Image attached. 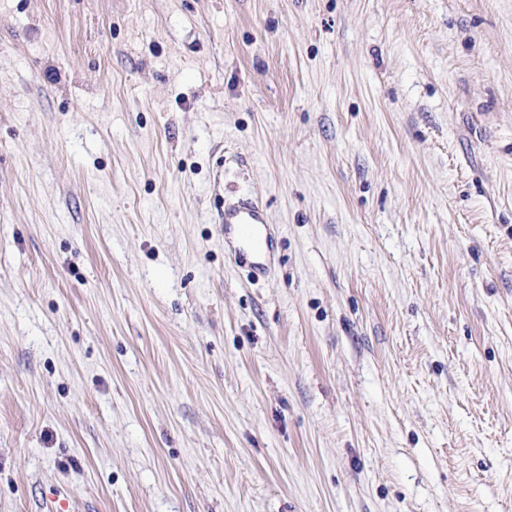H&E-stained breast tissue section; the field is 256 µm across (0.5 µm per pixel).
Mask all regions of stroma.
Segmentation results:
<instances>
[{
  "label": "stroma",
  "mask_w": 512,
  "mask_h": 512,
  "mask_svg": "<svg viewBox=\"0 0 512 512\" xmlns=\"http://www.w3.org/2000/svg\"><path fill=\"white\" fill-rule=\"evenodd\" d=\"M0 512H512V0H0ZM218 224H224V242L231 244L236 263L248 264L255 276L269 273L276 238L263 207L242 201L237 207L221 212Z\"/></svg>",
  "instance_id": "1"
}]
</instances>
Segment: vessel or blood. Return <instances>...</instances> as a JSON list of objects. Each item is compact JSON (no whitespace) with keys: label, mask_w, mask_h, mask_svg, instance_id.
<instances>
[{"label":"vessel or blood","mask_w":512,"mask_h":512,"mask_svg":"<svg viewBox=\"0 0 512 512\" xmlns=\"http://www.w3.org/2000/svg\"><path fill=\"white\" fill-rule=\"evenodd\" d=\"M219 221L224 226V241L230 244L235 261L249 265L254 275L268 274L276 238L263 207L245 200L221 212Z\"/></svg>","instance_id":"1"}]
</instances>
